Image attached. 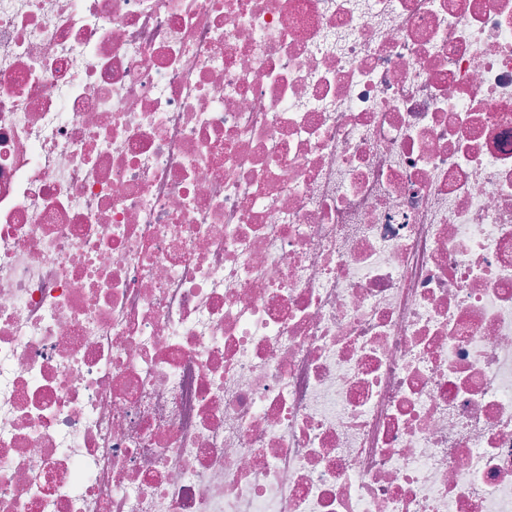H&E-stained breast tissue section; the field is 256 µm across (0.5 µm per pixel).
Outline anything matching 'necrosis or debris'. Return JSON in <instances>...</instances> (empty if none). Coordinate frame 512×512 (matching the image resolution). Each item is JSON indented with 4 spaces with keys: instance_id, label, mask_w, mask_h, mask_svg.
Returning a JSON list of instances; mask_svg holds the SVG:
<instances>
[{
    "instance_id": "obj_1",
    "label": "necrosis or debris",
    "mask_w": 512,
    "mask_h": 512,
    "mask_svg": "<svg viewBox=\"0 0 512 512\" xmlns=\"http://www.w3.org/2000/svg\"><path fill=\"white\" fill-rule=\"evenodd\" d=\"M0 512H512V0H0Z\"/></svg>"
}]
</instances>
